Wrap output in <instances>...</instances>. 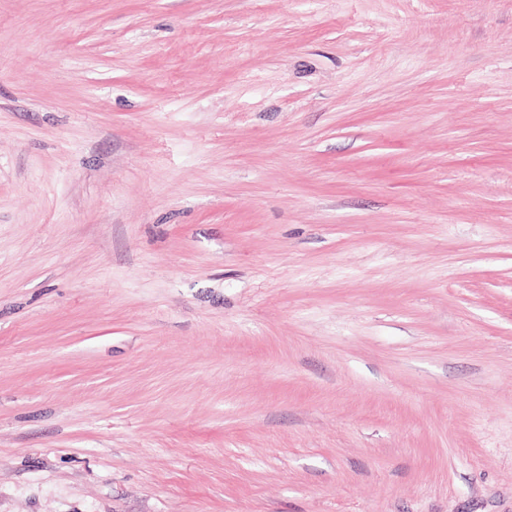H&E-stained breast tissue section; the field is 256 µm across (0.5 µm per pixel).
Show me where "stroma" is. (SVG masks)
<instances>
[{"label": "stroma", "instance_id": "obj_1", "mask_svg": "<svg viewBox=\"0 0 512 512\" xmlns=\"http://www.w3.org/2000/svg\"><path fill=\"white\" fill-rule=\"evenodd\" d=\"M0 512H512V0H0Z\"/></svg>", "mask_w": 512, "mask_h": 512}]
</instances>
